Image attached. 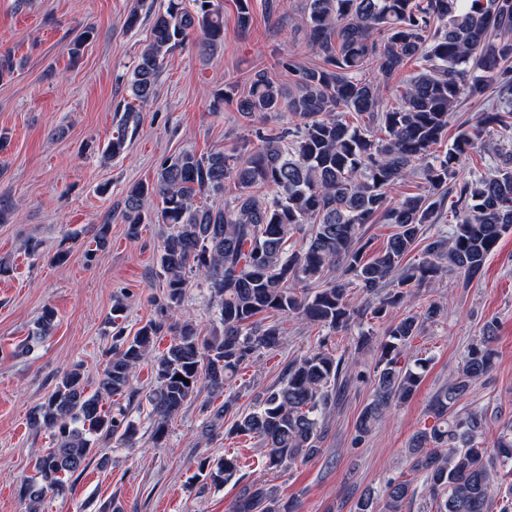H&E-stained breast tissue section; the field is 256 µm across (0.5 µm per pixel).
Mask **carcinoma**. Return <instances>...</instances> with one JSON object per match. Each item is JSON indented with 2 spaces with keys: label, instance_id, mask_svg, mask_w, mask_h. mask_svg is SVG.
<instances>
[{
  "label": "carcinoma",
  "instance_id": "obj_1",
  "mask_svg": "<svg viewBox=\"0 0 512 512\" xmlns=\"http://www.w3.org/2000/svg\"><path fill=\"white\" fill-rule=\"evenodd\" d=\"M302 13L309 46L321 62L300 66L284 57L279 66L294 77L290 88L261 69L233 97L242 117L276 114L288 118V127L256 129V145L239 156L221 150L171 156L153 181L131 186L123 197L120 215L129 239L155 217L169 226L158 252L165 277L160 318L128 336L119 323L125 305L116 301L114 344L98 389L88 392L83 374L73 369L35 413L31 426L51 431L54 443L35 459L34 475L22 486L29 512H37L46 491L68 489L66 477L85 468L100 441L133 444L137 425L122 406L104 408L102 397L128 392L141 362H152L149 415L160 444L172 420L202 391L224 392L242 368L277 351L288 317L342 331L360 313L349 294L356 288L370 298L369 313L379 319L444 271L475 279L512 231V148L490 145L484 170L458 175L459 163L488 130L498 128L504 137L512 132V0H303ZM196 33L208 51L224 44L220 0H192L190 8L168 0L165 11L154 15L149 43L128 81L132 100L146 104L154 97L166 58ZM418 59L422 68L385 97L388 81ZM370 65L371 78L365 75ZM465 100L484 107L448 149L437 152L450 114ZM125 112L107 144L109 158L129 149L128 123L139 115L132 104ZM414 177L423 180L424 191L388 201L394 185ZM229 184L234 193L226 198ZM198 197L214 203L200 205ZM448 199V229L426 235ZM155 202L160 209L154 217ZM376 223L391 224L395 232L368 258L360 232ZM110 232V221L98 226L96 250L109 245ZM295 236L300 246L287 248ZM418 246L422 257L409 261ZM195 278L218 307V325L205 335L192 320L173 319ZM443 316V306L432 302L389 326L353 446L412 398L424 365L418 361L412 369L401 359L424 324ZM55 319V310L45 308L32 335H49ZM495 329L494 322L485 323L455 378L432 396V424L405 448L408 475L388 480L380 491H365L354 512H405L419 477L425 486L419 512H490L494 506L512 512V482H505L498 466L512 461V422L489 448L485 412L456 409L471 384L494 367ZM168 335L170 344L156 352L158 338ZM347 384L345 359L323 343L289 362L279 383L229 427V404L213 409L210 431L224 427L229 436L258 440L268 471L309 461L320 450L322 420ZM200 471L221 485L241 466L238 457L226 454L201 463ZM228 512H295V505L255 478Z\"/></svg>",
  "mask_w": 512,
  "mask_h": 512
}]
</instances>
